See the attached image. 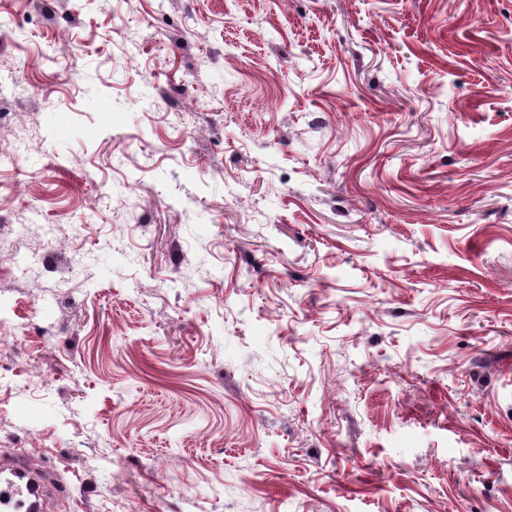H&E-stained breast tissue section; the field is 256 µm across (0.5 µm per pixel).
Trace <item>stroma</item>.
I'll list each match as a JSON object with an SVG mask.
<instances>
[{
	"instance_id": "stroma-1",
	"label": "stroma",
	"mask_w": 512,
	"mask_h": 512,
	"mask_svg": "<svg viewBox=\"0 0 512 512\" xmlns=\"http://www.w3.org/2000/svg\"><path fill=\"white\" fill-rule=\"evenodd\" d=\"M0 90L52 512H512V0H0Z\"/></svg>"
}]
</instances>
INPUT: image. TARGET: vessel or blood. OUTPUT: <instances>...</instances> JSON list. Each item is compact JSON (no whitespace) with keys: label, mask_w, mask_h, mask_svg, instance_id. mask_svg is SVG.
<instances>
[{"label":"vessel or blood","mask_w":512,"mask_h":512,"mask_svg":"<svg viewBox=\"0 0 512 512\" xmlns=\"http://www.w3.org/2000/svg\"><path fill=\"white\" fill-rule=\"evenodd\" d=\"M0 473L8 481L0 487V512H44L47 491L40 475L22 458H0Z\"/></svg>","instance_id":"1"}]
</instances>
